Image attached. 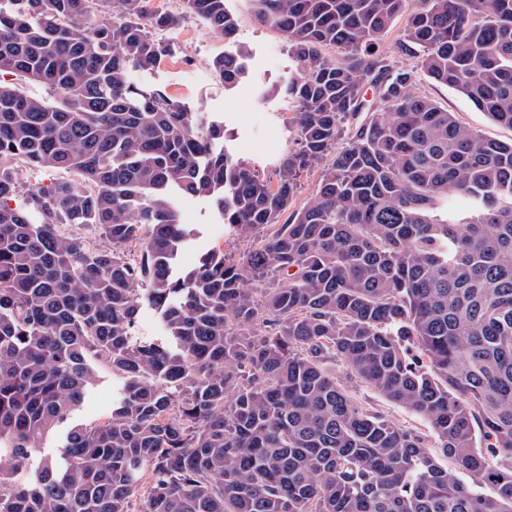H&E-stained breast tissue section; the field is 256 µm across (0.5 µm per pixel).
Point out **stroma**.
<instances>
[{
	"mask_svg": "<svg viewBox=\"0 0 512 512\" xmlns=\"http://www.w3.org/2000/svg\"><path fill=\"white\" fill-rule=\"evenodd\" d=\"M225 5L237 18L232 39L216 37L203 21L185 14L182 8H174L178 24L156 34L161 54L155 68L131 71L129 79L138 85L163 89L184 102L190 111L223 120L224 148L234 158L272 179L294 140L295 107L285 94V84L297 63L283 36L254 19L247 0H225ZM241 46L249 51L247 75L236 87H225L212 72L210 62ZM416 83L422 94L454 112L479 134L502 142L512 140V129L494 122L456 90L421 74L417 75ZM178 208L184 223L199 225L201 230L199 237L183 250L182 268H192L203 251L215 246L235 257L250 248L251 238L241 236L225 224L211 199L183 196L178 200ZM336 371L356 399L377 408L391 420L431 436L432 430L424 419L348 377L344 364H337ZM119 397V380L110 371H100L88 397L75 411L74 422L88 424L106 417Z\"/></svg>",
	"mask_w": 512,
	"mask_h": 512,
	"instance_id": "obj_1",
	"label": "stroma"
}]
</instances>
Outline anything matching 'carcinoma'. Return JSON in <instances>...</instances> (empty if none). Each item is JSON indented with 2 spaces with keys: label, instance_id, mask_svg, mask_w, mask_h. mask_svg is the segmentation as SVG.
<instances>
[{
  "label": "carcinoma",
  "instance_id": "obj_1",
  "mask_svg": "<svg viewBox=\"0 0 512 512\" xmlns=\"http://www.w3.org/2000/svg\"><path fill=\"white\" fill-rule=\"evenodd\" d=\"M224 2L182 0L218 37L237 27ZM248 2L298 62L274 182L217 148L223 125L129 80L176 16L0 0V72L61 94L0 84V512H512V141L414 75L512 129V0ZM404 12L410 70L378 52ZM248 57L211 68L235 85ZM17 158L70 177L13 206ZM316 168L314 197L280 223ZM178 192L212 198L254 244L178 273L194 233ZM142 298L164 336L134 335ZM338 361L424 419L454 468L358 402ZM101 368L122 382L111 414L69 425L29 470ZM419 91L441 107L454 112L456 117L479 134L493 140L509 142L512 130L494 122L486 112L479 110L464 95L443 84L436 83L415 71ZM0 81L2 83L6 82L14 84L21 92L28 96L44 99L49 102H54L57 99L56 94H54L48 87L28 81L20 75L3 73L2 75L0 74Z\"/></svg>",
  "mask_w": 512,
  "mask_h": 512
}]
</instances>
